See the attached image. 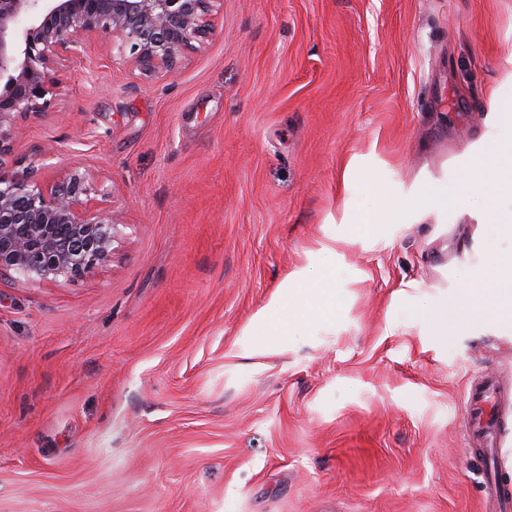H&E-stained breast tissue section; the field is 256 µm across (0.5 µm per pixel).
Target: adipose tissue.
Listing matches in <instances>:
<instances>
[{"label": "adipose tissue", "instance_id": "obj_1", "mask_svg": "<svg viewBox=\"0 0 512 512\" xmlns=\"http://www.w3.org/2000/svg\"><path fill=\"white\" fill-rule=\"evenodd\" d=\"M498 122L505 133L500 138L496 153L468 166L463 180L468 187L486 189L489 194L508 192L512 194V167L501 164L502 157H512V102L501 101ZM371 186L380 198L377 210L363 214L353 224L351 231L360 237L374 224H400L410 216L430 210H444L464 201L463 195L449 192L447 184L428 187L419 186L410 193L399 187L372 179ZM472 281L488 283L490 298L487 302L461 310L458 304L445 303L438 307L430 319V327L437 335H447L450 326L462 319L488 321L500 320L512 314V253L501 255L488 251L485 263L471 274ZM341 307L339 285L335 269L320 268L291 280L286 296L273 300L261 313L252 329L254 343L265 342L269 337L286 338L302 326L335 325Z\"/></svg>", "mask_w": 512, "mask_h": 512}]
</instances>
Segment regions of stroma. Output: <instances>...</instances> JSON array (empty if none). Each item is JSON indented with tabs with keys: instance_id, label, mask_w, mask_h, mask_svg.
<instances>
[{
	"instance_id": "1",
	"label": "stroma",
	"mask_w": 512,
	"mask_h": 512,
	"mask_svg": "<svg viewBox=\"0 0 512 512\" xmlns=\"http://www.w3.org/2000/svg\"><path fill=\"white\" fill-rule=\"evenodd\" d=\"M147 77L84 41L13 157L77 169L122 220L92 273L0 279V512H484L469 384L498 376L512 489V324L428 317L496 214L347 226L366 174L460 184L512 98V0H223ZM336 267V325L254 344L289 279Z\"/></svg>"
}]
</instances>
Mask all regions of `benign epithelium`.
<instances>
[{
	"instance_id": "benign-epithelium-1",
	"label": "benign epithelium",
	"mask_w": 512,
	"mask_h": 512,
	"mask_svg": "<svg viewBox=\"0 0 512 512\" xmlns=\"http://www.w3.org/2000/svg\"><path fill=\"white\" fill-rule=\"evenodd\" d=\"M223 0H0V278L71 279L109 261L120 230L90 176L46 183L11 159L21 122L57 108L56 73L97 37L145 76L171 71L212 30Z\"/></svg>"
}]
</instances>
